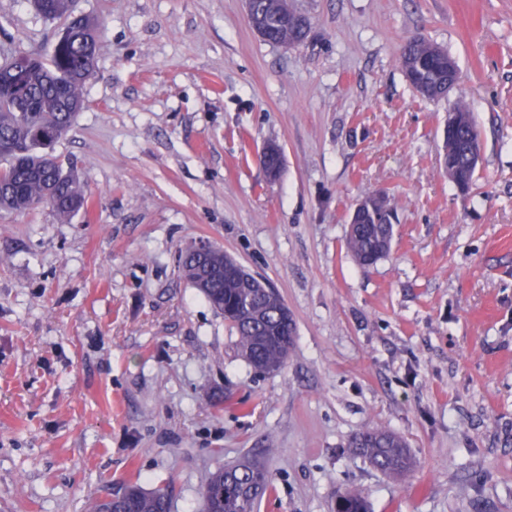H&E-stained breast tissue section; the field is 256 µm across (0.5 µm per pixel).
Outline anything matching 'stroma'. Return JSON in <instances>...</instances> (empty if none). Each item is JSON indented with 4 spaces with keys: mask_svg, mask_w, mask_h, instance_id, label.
<instances>
[{
    "mask_svg": "<svg viewBox=\"0 0 512 512\" xmlns=\"http://www.w3.org/2000/svg\"><path fill=\"white\" fill-rule=\"evenodd\" d=\"M295 46L245 0H76L99 29L87 104L55 146L85 210L0 212V512H89L128 485L200 512L218 469L257 454L258 512H512V0H291ZM63 24L0 0V55ZM420 36L461 71L419 96ZM481 140L468 193L441 166L448 112ZM282 150L276 180L260 154ZM384 193L389 253L348 250ZM204 239L266 281L295 324L285 366L251 367L183 277ZM401 436L391 477L352 448ZM284 0H251V23L263 30L265 41L275 44L302 42L307 34L306 20L294 9L286 11Z\"/></svg>",
    "mask_w": 512,
    "mask_h": 512,
    "instance_id": "1",
    "label": "stroma"
}]
</instances>
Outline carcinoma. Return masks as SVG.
Returning <instances> with one entry per match:
<instances>
[{
	"label": "carcinoma",
	"mask_w": 512,
	"mask_h": 512,
	"mask_svg": "<svg viewBox=\"0 0 512 512\" xmlns=\"http://www.w3.org/2000/svg\"><path fill=\"white\" fill-rule=\"evenodd\" d=\"M43 17L65 21L68 43L52 48L48 55L28 51L22 62L10 56L0 62V211L35 212L48 207L61 217L85 209L87 198L73 173L53 153V145L70 129L86 102L85 86L94 71L97 25L88 17L74 16V0H30ZM284 0H251V23L263 30L266 41L275 44L302 42L306 20L296 11L285 10ZM402 70H412V87L428 99L445 97L441 75L448 52L419 38L402 46ZM455 137L445 143L455 153L470 138L478 137L469 107L460 102ZM51 137L47 143L39 134ZM393 224H362L348 235L347 247L361 266L384 257L391 248ZM183 276L236 331L245 359L258 370L282 368L292 344L294 327L290 317L257 288H245L240 278L224 274L206 280L202 270L229 269L223 257L184 253L179 256ZM353 447L380 470L404 477L414 467L405 444L396 435L374 429L360 431ZM271 486L269 472L258 460L214 472L201 493V512H256L258 502ZM126 501L112 504L107 498L95 504L94 512H169L165 493H146L136 486L125 488ZM335 512H367L364 500L346 492L336 500Z\"/></svg>",
	"instance_id": "carcinoma-1"
}]
</instances>
